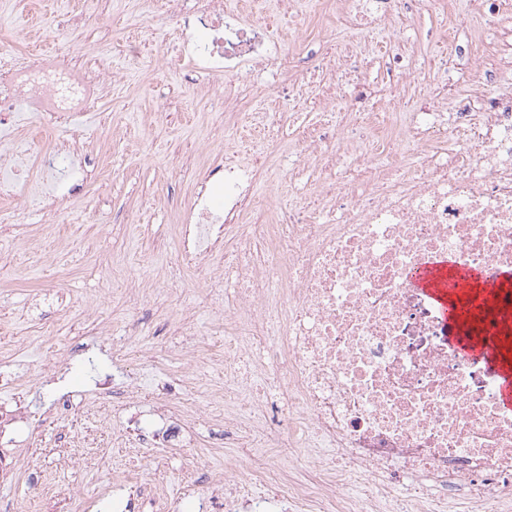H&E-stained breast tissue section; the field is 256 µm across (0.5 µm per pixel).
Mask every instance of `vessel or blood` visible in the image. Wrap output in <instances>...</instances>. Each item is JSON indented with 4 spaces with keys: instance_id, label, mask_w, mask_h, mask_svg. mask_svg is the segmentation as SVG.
<instances>
[{
    "instance_id": "obj_1",
    "label": "vessel or blood",
    "mask_w": 512,
    "mask_h": 512,
    "mask_svg": "<svg viewBox=\"0 0 512 512\" xmlns=\"http://www.w3.org/2000/svg\"><path fill=\"white\" fill-rule=\"evenodd\" d=\"M411 281L415 287L428 291L437 302L445 319L456 320L459 314L458 295L466 284H474L484 304H493L507 277L499 273L489 275L473 271L445 259L440 263L413 272Z\"/></svg>"
}]
</instances>
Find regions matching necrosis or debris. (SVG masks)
Returning <instances> with one entry per match:
<instances>
[{
	"label": "necrosis or debris",
	"mask_w": 512,
	"mask_h": 512,
	"mask_svg": "<svg viewBox=\"0 0 512 512\" xmlns=\"http://www.w3.org/2000/svg\"><path fill=\"white\" fill-rule=\"evenodd\" d=\"M167 0L179 31L172 70L248 77L265 94L270 61L294 57L249 0ZM420 0H338L345 25L372 30ZM105 72L71 55L0 51V123L18 102L55 131L105 94ZM398 117L360 112L366 162L345 126L297 140L296 158L323 178L309 202L264 206L268 178L253 159H216L218 192L184 199L176 259L197 266L224 254L214 278L231 301L214 311L225 360L238 362L219 400L232 456L199 512H503L512 506V409L483 359L464 355L412 269L450 258L496 274L512 270V96L494 92ZM338 214L333 224L321 214ZM194 414L166 405L170 424L138 427L144 448L178 441ZM288 454L296 470L275 469Z\"/></svg>",
	"instance_id": "obj_1"
}]
</instances>
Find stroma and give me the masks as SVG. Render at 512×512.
I'll return each mask as SVG.
<instances>
[{
  "instance_id": "35a3bbf8",
  "label": "stroma",
  "mask_w": 512,
  "mask_h": 512,
  "mask_svg": "<svg viewBox=\"0 0 512 512\" xmlns=\"http://www.w3.org/2000/svg\"><path fill=\"white\" fill-rule=\"evenodd\" d=\"M83 0H49L48 7L29 0H0V45L21 53L51 55L60 50L103 60L112 74L108 96L97 110L81 112L58 130V137L79 142L94 176L80 191L71 182L47 176L27 164L22 183L32 195L15 224L0 223V254L9 269L0 281V360L21 374L16 394L0 393V406L12 412L21 432L6 449L19 475L0 482V512H86L103 485L122 480L130 458L138 460V480H163L171 512H192L210 488L205 477L224 469L228 453L222 425L205 402H198L195 421L180 448H136L126 435L136 409H149L155 398L183 393L193 397L192 366L205 364L212 389L224 386L223 357L206 359L202 335L212 328L210 305L200 292L212 275L210 266L187 267L174 260V214L197 189L212 155L233 158L244 146L235 113L223 112L213 90L226 85L244 112H264L262 96L242 81L196 71H172L161 59L177 38L166 12V0H97L81 26L44 38L31 28L80 11ZM500 22L476 23L471 34L454 39L437 34L440 25L430 5L418 13L397 14L380 33L403 29L396 50L410 58L414 74L399 84L385 80L379 64L366 74L367 105L382 112L418 109L427 87H438L439 68L462 64L460 49L476 46L475 60L462 64L464 79L440 93L435 104L450 111L453 95L478 93L481 71L496 65L498 52L512 40V0H501ZM336 0H299L297 11L275 13L281 33L300 30L305 45L295 70L274 72L270 94L281 98L282 149L292 148L300 127L323 123L333 105L327 90L336 80V45L348 40L362 52L370 34L350 30L336 20ZM137 39L140 52L129 56L125 45ZM317 182L313 164L296 167L291 178L262 184L257 193L272 204H296L310 197ZM52 193L65 211L62 224L46 223L36 194ZM140 221L128 223L129 211ZM110 287H102V280ZM150 283L161 296L131 306L125 287ZM177 290L164 294L167 285ZM190 315L191 326L171 335L170 320ZM111 335L129 336L143 349L140 359L126 362L115 374L116 395L107 405L106 421L82 415V445L89 456L56 444L59 423L55 403L65 392L95 395L86 381L90 355L86 333L94 324ZM50 476L53 494L35 497L32 475Z\"/></svg>"
}]
</instances>
